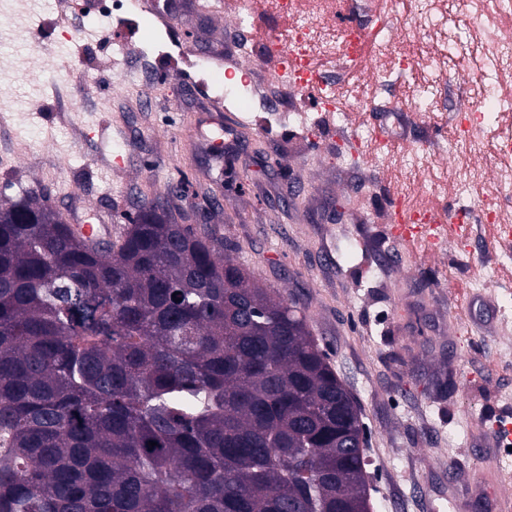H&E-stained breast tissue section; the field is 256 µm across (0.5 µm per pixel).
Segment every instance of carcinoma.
Instances as JSON below:
<instances>
[{
  "label": "carcinoma",
  "instance_id": "1",
  "mask_svg": "<svg viewBox=\"0 0 512 512\" xmlns=\"http://www.w3.org/2000/svg\"><path fill=\"white\" fill-rule=\"evenodd\" d=\"M361 434L300 299L168 198L105 252L0 208V512H364Z\"/></svg>",
  "mask_w": 512,
  "mask_h": 512
}]
</instances>
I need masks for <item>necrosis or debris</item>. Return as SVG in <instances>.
<instances>
[{"label": "necrosis or debris", "mask_w": 512, "mask_h": 512, "mask_svg": "<svg viewBox=\"0 0 512 512\" xmlns=\"http://www.w3.org/2000/svg\"><path fill=\"white\" fill-rule=\"evenodd\" d=\"M389 11L414 15L404 35L372 21L367 52L381 65L378 90L407 78L406 95L419 112H444L453 133L434 142L447 157L428 171L426 156L412 154L404 165L406 215L429 213L422 199L433 185H452L460 208L477 206L485 224L512 225V0H387ZM272 9L280 27L266 41L281 42L300 56L307 75L326 86L321 105L340 128L352 123L351 110L338 106L347 85L336 59L342 52L345 22L335 0H253L236 22L248 25L254 10Z\"/></svg>", "instance_id": "1"}]
</instances>
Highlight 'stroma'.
<instances>
[{"mask_svg":"<svg viewBox=\"0 0 512 512\" xmlns=\"http://www.w3.org/2000/svg\"><path fill=\"white\" fill-rule=\"evenodd\" d=\"M230 13L185 4L171 23L101 0H0V202L46 193L67 223L123 234L144 197L221 237L260 284L300 296L312 335L361 408L371 512H446L461 477L512 416V282L488 277L485 236L427 253L390 238L396 160L449 134L414 123L404 84L362 97L390 165L339 174L351 156L330 113L289 91L306 123L275 118L279 93L241 111L224 86L266 76L228 47ZM202 123L220 152L192 140Z\"/></svg>","mask_w":512,"mask_h":512,"instance_id":"stroma-1","label":"stroma"}]
</instances>
